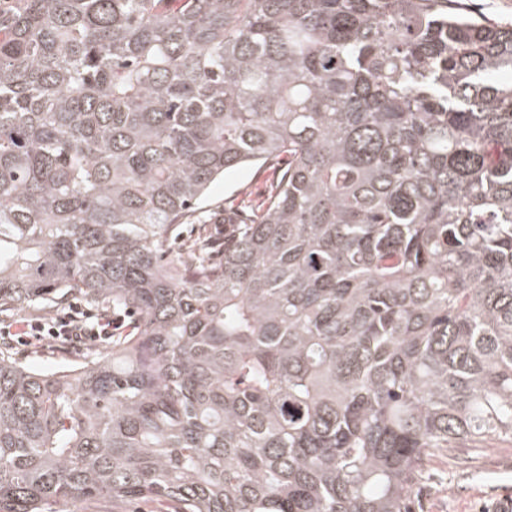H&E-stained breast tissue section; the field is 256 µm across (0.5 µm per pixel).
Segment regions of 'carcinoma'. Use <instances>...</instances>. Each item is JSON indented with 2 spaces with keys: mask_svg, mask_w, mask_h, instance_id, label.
I'll return each mask as SVG.
<instances>
[{
  "mask_svg": "<svg viewBox=\"0 0 512 512\" xmlns=\"http://www.w3.org/2000/svg\"><path fill=\"white\" fill-rule=\"evenodd\" d=\"M512 23L464 0H0V312L134 313L0 356V512H415L512 440ZM288 156L224 254L170 255ZM287 163L285 157H280L261 166H249L224 175V180L212 185L199 209L185 222L181 238L183 243L187 245L197 238L200 217H209L213 211L231 208L241 211L244 215H252L258 211L275 186L280 170L284 169ZM74 301L81 303L83 309L98 310L96 307L80 300H73L69 303ZM81 307L74 303L69 306L68 311L55 312L50 318L23 321L24 329L21 332H12V325L10 324L4 326L2 331L0 323V340L1 336H4V343L13 346L15 338L18 343L31 344L32 339L39 341L45 336H51L62 339L72 347H78L88 341H97L102 337L114 336V331L121 329L124 322L127 324V320L123 316L113 317L111 314L107 315L105 313L96 316L93 312L83 310ZM111 342L112 339H109L91 343L81 348L65 349L61 347L60 343L49 340L42 344L34 342L29 346L17 347L0 344V350L1 354L25 366L45 370L78 365L96 350L106 349Z\"/></svg>",
  "mask_w": 512,
  "mask_h": 512,
  "instance_id": "cac0c4a2",
  "label": "carcinoma"
}]
</instances>
